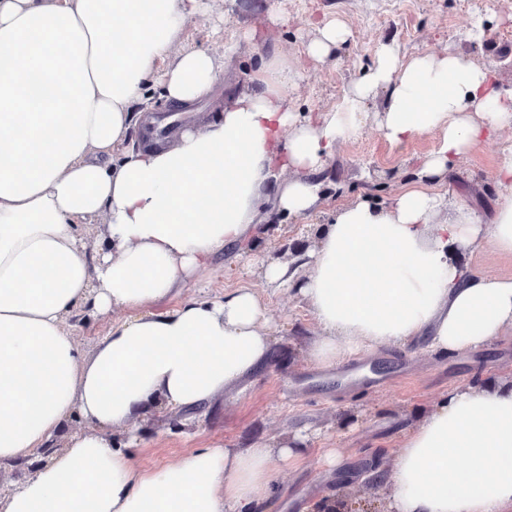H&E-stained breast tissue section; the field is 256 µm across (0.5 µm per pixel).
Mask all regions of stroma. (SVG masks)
Here are the masks:
<instances>
[{
  "label": "stroma",
  "mask_w": 512,
  "mask_h": 512,
  "mask_svg": "<svg viewBox=\"0 0 512 512\" xmlns=\"http://www.w3.org/2000/svg\"><path fill=\"white\" fill-rule=\"evenodd\" d=\"M336 19L351 31L349 41L323 61L307 56L305 47L321 22ZM484 37L468 39L474 24ZM249 29L253 38L240 42L233 55L224 53V36ZM396 44L401 53L469 54L493 68L499 83L512 89V0H477L462 12L459 0H211L207 14L193 17L173 52L183 48L209 50L222 65L213 102L199 104L186 115L149 85L150 113L170 115L202 124L232 95L249 90L248 74L272 54L284 56L296 78L288 105L298 112L335 108L361 71L372 65L380 45ZM383 107L375 100L369 117L354 136L339 143L325 174L326 189L315 208L297 216L280 214L269 233L243 256L220 255L177 296L158 303L164 311L187 297L223 298L237 288L252 289L266 305L274 340L270 362L253 375L228 386L209 403L187 410L165 408L135 421L133 428L112 432L127 447L133 461L151 469L176 461L195 448H250L267 442L299 448L298 462L278 468L268 512H295L288 502L327 489L357 512H384L389 488L369 487L371 464L391 472L403 433L447 397L449 390L472 385L476 369L499 380H512V331L491 342L477 360L448 357L419 345L405 352L387 345L358 362L319 368L310 363L306 346L321 328L295 291L269 283L270 264L296 265L318 247L317 230L331 223L339 206L361 199L384 205L419 176L420 162L436 146L428 135L405 147H391L376 128ZM512 150V128L483 143L432 185L443 204L438 221H446L455 204L465 202L478 214L490 215L500 190L495 182L497 162ZM335 448L356 460L351 481H327V449Z\"/></svg>",
  "instance_id": "35a3bbf8"
}]
</instances>
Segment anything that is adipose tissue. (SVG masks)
<instances>
[{
	"label": "adipose tissue",
	"instance_id": "1",
	"mask_svg": "<svg viewBox=\"0 0 512 512\" xmlns=\"http://www.w3.org/2000/svg\"><path fill=\"white\" fill-rule=\"evenodd\" d=\"M206 0H0V467L39 468L0 500V512H265L285 445L203 448L144 470L112 430L157 407L186 409L264 367L270 315L256 293L174 295L221 253L241 255L265 233L264 207L309 213L337 143L383 97L377 130L402 147L438 145L420 182L386 205H342L319 231L304 277L266 269L301 295L322 329L318 366L382 345L427 338L448 354L487 346L512 328V277L463 263L460 248L512 256V153L495 174L506 191L488 220L440 205L428 184L512 127V94L488 66L451 51L410 57L381 45L336 108L287 104L294 74L263 60L251 91L166 148L127 145L155 82L171 105L209 100L221 67L202 49L166 64ZM296 178L279 182L277 170ZM107 217V246L88 254L84 228ZM119 306L93 352L70 318ZM86 430L71 431L73 419ZM62 441L51 449L53 441ZM391 512H512V385L485 376L453 389L403 435L387 478Z\"/></svg>",
	"mask_w": 512,
	"mask_h": 512
}]
</instances>
